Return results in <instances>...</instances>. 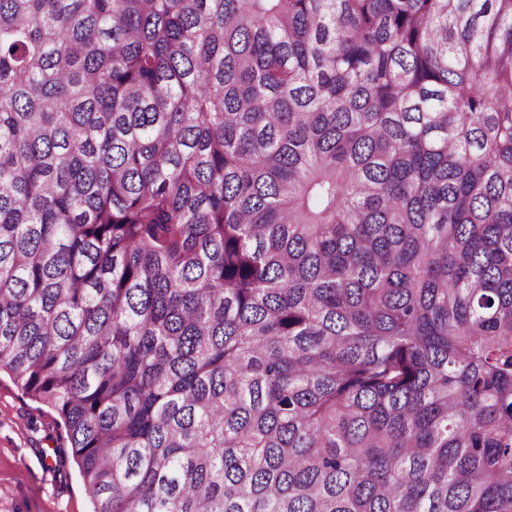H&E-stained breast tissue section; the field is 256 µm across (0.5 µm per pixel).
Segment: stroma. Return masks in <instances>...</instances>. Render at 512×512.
<instances>
[{
  "label": "stroma",
  "instance_id": "35a3bbf8",
  "mask_svg": "<svg viewBox=\"0 0 512 512\" xmlns=\"http://www.w3.org/2000/svg\"><path fill=\"white\" fill-rule=\"evenodd\" d=\"M55 419L0 372V512H92Z\"/></svg>",
  "mask_w": 512,
  "mask_h": 512
}]
</instances>
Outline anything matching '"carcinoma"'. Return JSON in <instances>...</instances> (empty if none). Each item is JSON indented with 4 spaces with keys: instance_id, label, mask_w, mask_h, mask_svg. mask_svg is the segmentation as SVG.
I'll use <instances>...</instances> for the list:
<instances>
[{
    "instance_id": "1",
    "label": "carcinoma",
    "mask_w": 512,
    "mask_h": 512,
    "mask_svg": "<svg viewBox=\"0 0 512 512\" xmlns=\"http://www.w3.org/2000/svg\"><path fill=\"white\" fill-rule=\"evenodd\" d=\"M0 370L92 512H512V0H0Z\"/></svg>"
}]
</instances>
